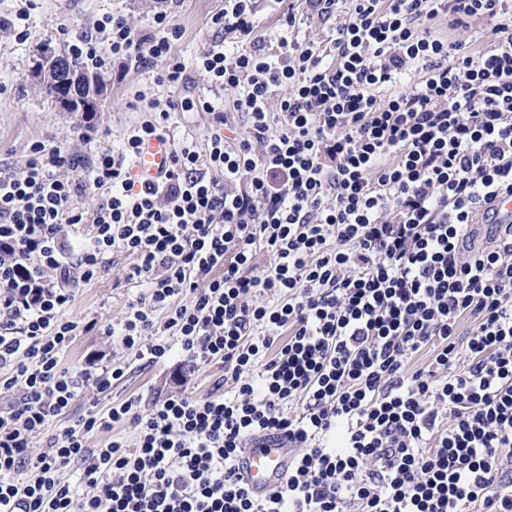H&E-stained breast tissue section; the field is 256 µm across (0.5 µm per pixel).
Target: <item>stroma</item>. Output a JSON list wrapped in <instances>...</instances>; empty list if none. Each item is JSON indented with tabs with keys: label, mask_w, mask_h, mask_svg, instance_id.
Listing matches in <instances>:
<instances>
[{
	"label": "stroma",
	"mask_w": 512,
	"mask_h": 512,
	"mask_svg": "<svg viewBox=\"0 0 512 512\" xmlns=\"http://www.w3.org/2000/svg\"><path fill=\"white\" fill-rule=\"evenodd\" d=\"M34 4L28 20L27 41L18 42L13 35L0 30V166L21 168L31 145L37 141L67 149L80 162L66 170L65 176L83 188L79 205L94 210L104 195L87 188L86 183L98 149L107 145L121 147L130 129L152 117L145 104L134 100L139 90L161 102L168 99L189 102V110H179L171 116L168 137L173 146L187 141L202 147L208 142L213 132L212 116L198 104L205 97L223 109L232 135L244 136L246 119L236 110L231 91L211 87L207 74L195 66L204 43L222 45L229 54L241 48L232 35L209 25L211 16L223 8L224 0H34ZM159 11L169 13L184 31L179 43V52L188 65L183 85L173 88L157 83L164 61L144 66L125 60L115 72L90 70L89 75L100 91L101 104L90 112H71L36 78L35 64L43 50L58 54L67 51L65 37L56 30L60 21H67L74 29L93 36L97 33L98 19L119 12L127 16L132 26L148 33L152 30V16ZM88 129L93 132L89 138L84 135ZM129 263L128 257L114 255L112 264L97 279L80 288L73 311L86 319L97 320L99 327L75 339L64 357L65 365L78 370L90 364L104 367L128 363L126 377L113 386L111 393L101 396L100 402L105 407L131 395L142 396L148 403L155 396L177 391L175 377L180 373L187 378V391L198 396L213 393L221 374L219 366L188 361L176 353L165 363L143 368L134 362L120 337L102 335L101 326L119 323L140 293L139 288L125 280Z\"/></svg>",
	"instance_id": "1"
}]
</instances>
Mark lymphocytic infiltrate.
I'll return each instance as SVG.
<instances>
[{
	"mask_svg": "<svg viewBox=\"0 0 512 512\" xmlns=\"http://www.w3.org/2000/svg\"><path fill=\"white\" fill-rule=\"evenodd\" d=\"M277 2L276 53L255 47L257 0H224L211 22L244 48L196 59L235 91L246 138L228 142L202 102L206 146L135 181L176 107L154 103L122 151L97 153L107 198L91 212L64 149L37 142L23 168H0V392L15 395L0 409V512H512V233L463 244L512 196V0H351L341 16L313 0L335 21L322 44L295 38L301 16ZM443 17L493 39L448 38ZM97 28L58 31L83 65L159 59L158 82H183L167 12L150 34L121 13ZM117 252L141 294L104 335L145 365H221L224 393L104 409L126 365L62 366L96 326L76 292ZM117 425L126 435L89 446ZM267 444L293 455L258 498L236 458Z\"/></svg>",
	"mask_w": 512,
	"mask_h": 512,
	"instance_id": "lymphocytic-infiltrate-1",
	"label": "lymphocytic infiltrate"
}]
</instances>
